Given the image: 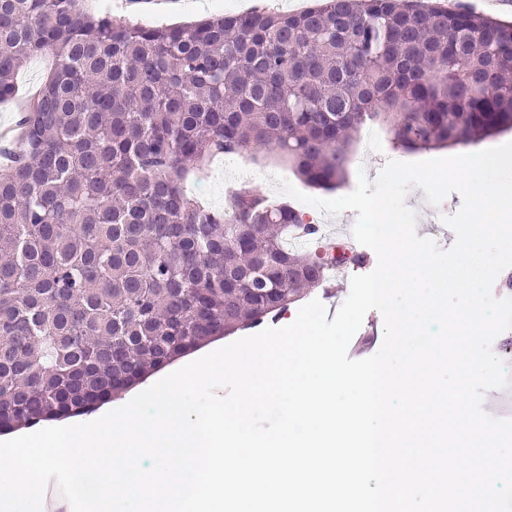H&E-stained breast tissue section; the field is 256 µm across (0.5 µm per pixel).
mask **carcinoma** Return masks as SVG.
Listing matches in <instances>:
<instances>
[{
    "label": "carcinoma",
    "instance_id": "carcinoma-1",
    "mask_svg": "<svg viewBox=\"0 0 512 512\" xmlns=\"http://www.w3.org/2000/svg\"><path fill=\"white\" fill-rule=\"evenodd\" d=\"M86 0H0V101L56 58L0 173V432L93 413L213 339L258 326L341 266L319 227L183 184L217 155L277 151L345 181L366 122L407 152L512 129V25L439 0H313L147 27Z\"/></svg>",
    "mask_w": 512,
    "mask_h": 512
}]
</instances>
